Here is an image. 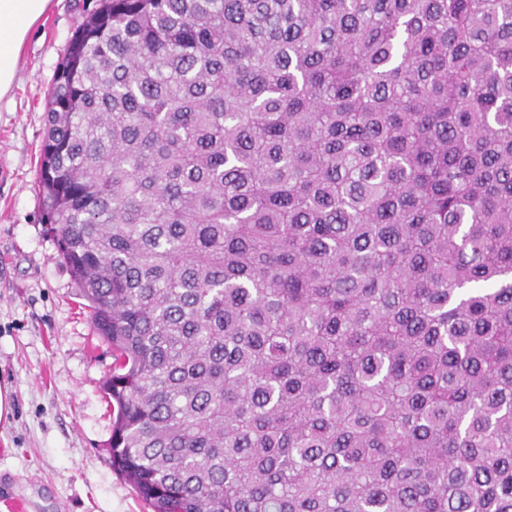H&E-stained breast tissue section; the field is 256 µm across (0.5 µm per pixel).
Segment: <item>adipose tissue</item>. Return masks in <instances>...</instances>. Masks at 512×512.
Returning <instances> with one entry per match:
<instances>
[{"label":"adipose tissue","instance_id":"adipose-tissue-1","mask_svg":"<svg viewBox=\"0 0 512 512\" xmlns=\"http://www.w3.org/2000/svg\"><path fill=\"white\" fill-rule=\"evenodd\" d=\"M52 0H0V100L10 95L21 50Z\"/></svg>","mask_w":512,"mask_h":512}]
</instances>
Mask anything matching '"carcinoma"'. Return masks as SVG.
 I'll return each instance as SVG.
<instances>
[{
	"label": "carcinoma",
	"mask_w": 512,
	"mask_h": 512,
	"mask_svg": "<svg viewBox=\"0 0 512 512\" xmlns=\"http://www.w3.org/2000/svg\"><path fill=\"white\" fill-rule=\"evenodd\" d=\"M39 187L152 512H512V0H100Z\"/></svg>",
	"instance_id": "carcinoma-1"
}]
</instances>
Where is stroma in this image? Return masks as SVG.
<instances>
[{
  "mask_svg": "<svg viewBox=\"0 0 512 512\" xmlns=\"http://www.w3.org/2000/svg\"><path fill=\"white\" fill-rule=\"evenodd\" d=\"M98 0H53L22 49L0 100V499L26 512H151L111 463L104 392L112 350L40 221L39 146L48 93L68 42Z\"/></svg>",
  "mask_w": 512,
  "mask_h": 512,
  "instance_id": "stroma-1",
  "label": "stroma"
}]
</instances>
